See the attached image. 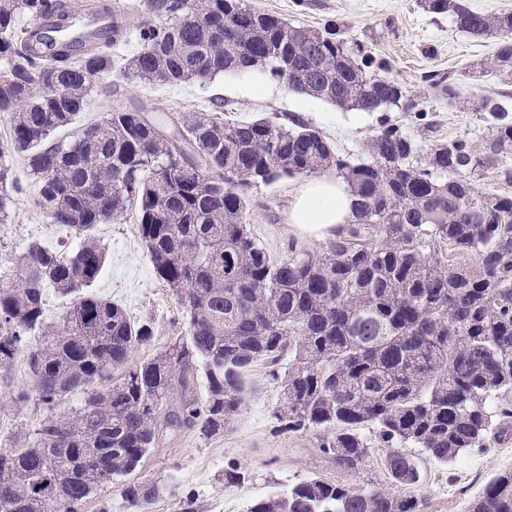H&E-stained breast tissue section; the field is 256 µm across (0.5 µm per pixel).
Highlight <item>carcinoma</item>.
Instances as JSON below:
<instances>
[{"label": "carcinoma", "mask_w": 512, "mask_h": 512, "mask_svg": "<svg viewBox=\"0 0 512 512\" xmlns=\"http://www.w3.org/2000/svg\"><path fill=\"white\" fill-rule=\"evenodd\" d=\"M420 2L470 36L497 39L489 69L512 78V13L482 14L466 0ZM144 4L150 19L121 70L126 82L206 84L260 70L341 110L416 109L383 75L384 64L332 27L295 26L249 0ZM78 5L0 0V112L11 117L0 159L26 158L39 184L35 204L79 239L71 251L30 242L0 286V367L38 333L28 356L33 389L15 399L33 397L50 411L22 444L0 448V512H78L97 491L136 474L163 437L224 430L258 364L280 383L274 417L290 431H312L336 469L359 471L372 452L361 430L376 431L378 447L390 449L392 486L312 477L258 498L249 512H421V500L404 492L419 468L403 448L446 464L512 433V195L488 190L469 203L475 163L512 183L501 161L512 153V95L482 104L488 133L480 150L459 138L423 153L384 122L365 156L351 158L300 122L189 112L149 124L143 107L116 109L69 142H53L112 72V48L129 29L126 15L95 3L86 12L110 26L77 54L67 29ZM45 14L55 20L54 39L19 23ZM428 82L450 103L465 96L451 75ZM54 87L65 95L52 97ZM331 167L356 198L354 222L322 252L292 244L288 258L271 260L247 230L249 189ZM14 192L0 162V224L10 219ZM130 207L187 332L114 382L112 370L152 330L87 288L105 263L95 227ZM49 286L72 297L56 329L44 318ZM84 391L81 408L54 412L60 399ZM124 492L142 508L162 488L133 482ZM470 512H512V471L491 479Z\"/></svg>", "instance_id": "carcinoma-1"}]
</instances>
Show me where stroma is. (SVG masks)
Segmentation results:
<instances>
[{
  "mask_svg": "<svg viewBox=\"0 0 512 512\" xmlns=\"http://www.w3.org/2000/svg\"><path fill=\"white\" fill-rule=\"evenodd\" d=\"M261 10L313 29L336 26L345 38L365 45L385 63L387 74L402 84L414 99L424 119L416 112L345 111L288 91L263 72L224 74L210 83L177 86L119 82L106 75L103 84L112 85L111 96L95 95L77 123L102 119L107 112L133 103L156 112H210L223 103L228 119L251 120L268 117L282 123L302 121L332 142L338 153L362 155L389 119L422 147L441 140L469 139L483 146L485 122L481 104L512 92V83L485 72L491 59L492 40L475 38L457 30L448 15L427 12L420 0H252ZM452 74L466 85L464 102L448 104L438 98L426 80L430 74ZM21 192L12 208L9 223L0 224V272L8 269L29 242L49 248L75 246L69 229L49 223L34 199L38 186L26 161L18 156L7 160ZM299 177H284L261 184L249 192L247 228L273 260L286 258L288 245L296 235L286 221ZM106 252L101 275L93 293L120 305L132 320L150 325L153 336L136 348L128 360L139 364L164 351L185 336L187 319L171 288L160 280L149 261L140 237L136 215L126 212L94 231ZM251 390L244 404L223 433L204 436L198 430H183L167 436L144 461L139 481L155 483L163 493L147 512H176L181 500L194 498L198 512H247L250 503L273 488L294 484L312 476L354 486L367 482L387 483L384 453L376 449L356 474L336 469L318 448L310 431L285 430L273 416L281 389L264 365L250 374ZM32 387L27 352L19 350L10 367H0V447H10L22 433L34 431L47 411L31 400L17 402L18 391ZM418 483L409 494L422 502V512H469V506L494 476L512 471V437L489 441L453 462L438 464L417 454ZM237 469L246 474L245 484L226 483L224 472Z\"/></svg>",
  "mask_w": 512,
  "mask_h": 512,
  "instance_id": "obj_1",
  "label": "stroma"
}]
</instances>
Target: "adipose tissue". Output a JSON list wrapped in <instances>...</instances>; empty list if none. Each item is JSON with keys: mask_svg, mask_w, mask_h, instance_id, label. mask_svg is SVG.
I'll return each mask as SVG.
<instances>
[{"mask_svg": "<svg viewBox=\"0 0 512 512\" xmlns=\"http://www.w3.org/2000/svg\"><path fill=\"white\" fill-rule=\"evenodd\" d=\"M355 198L347 184L332 176L300 184L288 207L287 222L294 232L315 239L335 237L354 220Z\"/></svg>", "mask_w": 512, "mask_h": 512, "instance_id": "ef3b65f1", "label": "adipose tissue"}]
</instances>
